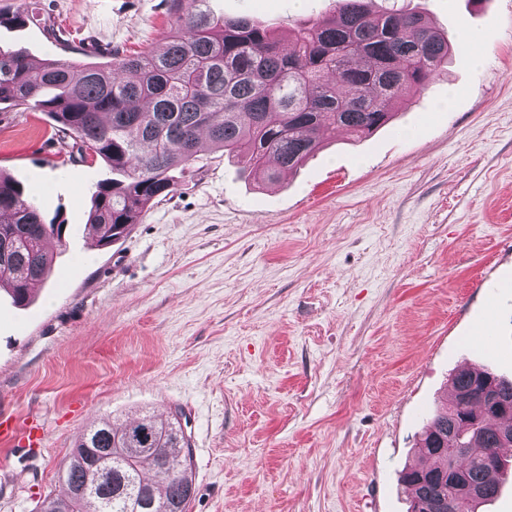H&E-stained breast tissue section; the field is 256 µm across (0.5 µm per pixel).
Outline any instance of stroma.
Instances as JSON below:
<instances>
[{
    "label": "stroma",
    "mask_w": 512,
    "mask_h": 512,
    "mask_svg": "<svg viewBox=\"0 0 512 512\" xmlns=\"http://www.w3.org/2000/svg\"><path fill=\"white\" fill-rule=\"evenodd\" d=\"M28 11L0 45L72 60L54 25L104 53L157 50L162 0H0ZM335 0H208L281 37ZM468 29L447 70L370 136L337 131L256 185L203 147L130 233L98 247L80 161L45 113L0 105V173L64 223L50 278L0 292V512H37L83 432L183 413L189 512H407L399 476L461 365L512 379V0H377Z\"/></svg>",
    "instance_id": "stroma-1"
}]
</instances>
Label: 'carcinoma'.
<instances>
[{"label": "carcinoma", "instance_id": "1", "mask_svg": "<svg viewBox=\"0 0 512 512\" xmlns=\"http://www.w3.org/2000/svg\"><path fill=\"white\" fill-rule=\"evenodd\" d=\"M173 18L162 47L112 54L107 63L54 58L33 63L0 45V104L37 110L74 139L80 159H100L112 178L97 184L89 225L99 247L124 237L153 203L174 191L172 171L194 160L201 133L245 162L257 181L273 182L303 164L325 138L344 129L353 137L387 124L395 107L424 90L448 63L453 42L420 12L374 9V0H336L329 17L293 33L289 45L248 17L226 21L208 0H166ZM23 9H0V26L24 25ZM62 243L33 195L0 175V290L12 303H31L30 286L52 272L45 243ZM490 380L512 398V381L468 366L451 376L454 396L439 407L418 446L422 463L406 469L410 508L448 512L454 477L475 491L466 512H478L505 468L500 436L512 413L490 415L459 395ZM149 426L152 441L138 439ZM470 444L448 464L449 446ZM112 459V478L87 466L86 449ZM494 454L496 464L486 463ZM61 484L40 512H188L195 494L190 438L175 409L147 412L120 426L104 419L87 429L62 464Z\"/></svg>", "mask_w": 512, "mask_h": 512}]
</instances>
